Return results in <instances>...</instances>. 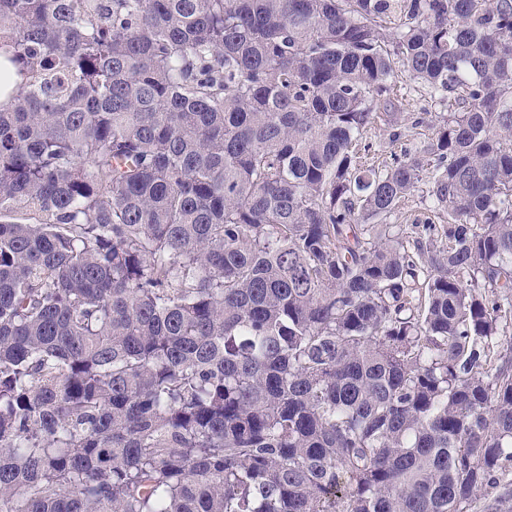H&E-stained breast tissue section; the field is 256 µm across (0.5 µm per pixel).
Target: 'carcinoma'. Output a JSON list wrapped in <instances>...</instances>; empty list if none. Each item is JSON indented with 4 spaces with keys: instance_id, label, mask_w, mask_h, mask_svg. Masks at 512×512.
<instances>
[{
    "instance_id": "carcinoma-1",
    "label": "carcinoma",
    "mask_w": 512,
    "mask_h": 512,
    "mask_svg": "<svg viewBox=\"0 0 512 512\" xmlns=\"http://www.w3.org/2000/svg\"><path fill=\"white\" fill-rule=\"evenodd\" d=\"M1 58L0 512H512V0H0ZM399 72L459 111L365 168ZM427 189L426 185L421 184L417 191L402 203L395 214L386 222L389 224H420V230L427 217H432L435 224H446L448 222L446 212L435 215V218L431 216L434 215L430 211L433 210L434 203L428 196Z\"/></svg>"
}]
</instances>
